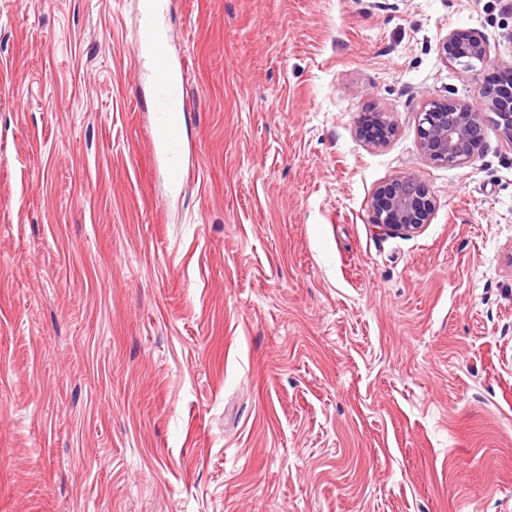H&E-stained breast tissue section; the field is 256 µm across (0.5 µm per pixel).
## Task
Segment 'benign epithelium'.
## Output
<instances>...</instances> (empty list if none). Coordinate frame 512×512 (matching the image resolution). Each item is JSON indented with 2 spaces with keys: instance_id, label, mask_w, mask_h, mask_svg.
Returning <instances> with one entry per match:
<instances>
[{
  "instance_id": "7a95c632",
  "label": "benign epithelium",
  "mask_w": 512,
  "mask_h": 512,
  "mask_svg": "<svg viewBox=\"0 0 512 512\" xmlns=\"http://www.w3.org/2000/svg\"><path fill=\"white\" fill-rule=\"evenodd\" d=\"M441 57L471 71L487 63V47L475 33L463 40L451 31L439 44ZM479 105L453 99H429L419 112L417 136L423 153L438 165L457 166L473 159L484 145V125L491 120L502 144L512 149V94L487 83L478 85ZM376 131L374 146L386 144L394 126L383 112L370 115ZM374 224L385 232L411 235L431 223L436 200L418 175H404L378 187L370 200Z\"/></svg>"
}]
</instances>
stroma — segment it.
Segmentation results:
<instances>
[{"mask_svg":"<svg viewBox=\"0 0 512 512\" xmlns=\"http://www.w3.org/2000/svg\"><path fill=\"white\" fill-rule=\"evenodd\" d=\"M140 11L0 0V512H512V150L416 135L479 102L448 32L512 70V0H170L177 197ZM408 174L436 213L386 233ZM141 11L142 40L137 56L165 61L161 70L142 69L140 80L148 87V98L141 105L149 112L153 130V156L162 166L166 181L174 192L182 193L195 173L194 150L186 140L188 96L186 65L169 54L170 36L160 29L166 13L165 0H143ZM441 57L449 64L461 65L464 69L480 71L487 63V47L480 36L471 33L463 40L458 31H450L439 44ZM370 118L373 125L376 127V131L370 135L369 143L373 146H382L386 144L393 136V124L385 117L384 112L371 113ZM436 200L419 175H404L378 187L370 200L374 224L385 232L411 235L430 224Z\"/></svg>","mask_w":512,"mask_h":512,"instance_id":"obj_1","label":"stroma"}]
</instances>
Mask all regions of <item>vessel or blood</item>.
I'll use <instances>...</instances> for the list:
<instances>
[{"label":"vessel or blood","instance_id":"b4317fda","mask_svg":"<svg viewBox=\"0 0 512 512\" xmlns=\"http://www.w3.org/2000/svg\"><path fill=\"white\" fill-rule=\"evenodd\" d=\"M166 10V0H143L142 40L137 53L163 60L164 66L157 71H140L139 77L148 87V97L141 108L150 114L154 159L162 166L171 190L180 192L195 173L194 150L184 135L188 108L186 65L169 54L170 36L161 28Z\"/></svg>","mask_w":512,"mask_h":512}]
</instances>
